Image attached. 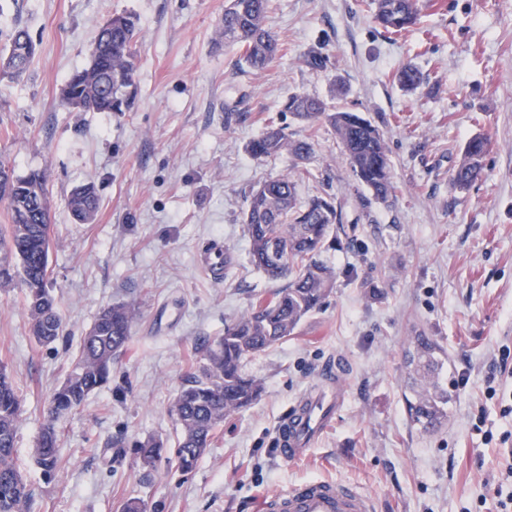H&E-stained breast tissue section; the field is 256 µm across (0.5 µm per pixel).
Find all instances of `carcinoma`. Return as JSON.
<instances>
[{
	"label": "carcinoma",
	"instance_id": "obj_1",
	"mask_svg": "<svg viewBox=\"0 0 512 512\" xmlns=\"http://www.w3.org/2000/svg\"><path fill=\"white\" fill-rule=\"evenodd\" d=\"M270 0H225L218 25L219 41L236 46L253 69L266 68L280 52L267 27ZM373 20L387 34L413 26L421 0H372ZM138 18L131 13L111 16L92 43L89 64L71 74L60 93L62 106L78 112H125L134 104ZM36 51L28 30L14 28L9 45L0 51V79L26 74ZM404 91L414 92L424 76L412 62L393 75ZM285 111L312 128L329 126L336 134L358 182L373 199L387 202L396 188L392 164L380 129L361 113L336 109L304 93L288 97ZM491 142L475 136L464 145L449 176L452 188L467 190L484 174ZM249 149L256 158L290 154L303 163L313 153L312 136L292 139L285 128L270 124ZM9 208L10 223L0 227V287L20 283L25 290L29 331L36 344L50 347L62 335L58 301L49 287L50 215L41 207L49 199L41 170L14 175L0 184V200ZM72 219H95L99 198L92 180L74 188L67 198ZM242 224L250 243L252 263L270 280L288 283L260 299L251 310L224 326V334L204 341L202 364L171 405L177 426L174 443L161 438L139 441L132 448L137 463L152 469L166 452L183 474L193 472L210 447L224 418L251 405L262 384L243 372L244 359L294 335L302 320L321 306L334 288L336 273L318 259L330 236L340 229L342 209L334 197L298 198L292 173L269 178L245 196ZM125 303L102 309L81 338L77 360L54 389L44 411L33 448V462L49 478L60 469L57 420L82 406L90 394L112 379V363L125 350L135 320ZM446 361L440 347L426 336L412 339L405 353V392L411 421L428 431L448 419L452 393L441 373ZM22 399L7 367L0 362V512H30L33 492L17 467L15 442Z\"/></svg>",
	"mask_w": 512,
	"mask_h": 512
}]
</instances>
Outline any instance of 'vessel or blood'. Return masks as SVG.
Masks as SVG:
<instances>
[{"instance_id":"b4317fda","label":"vessel or blood","mask_w":512,"mask_h":512,"mask_svg":"<svg viewBox=\"0 0 512 512\" xmlns=\"http://www.w3.org/2000/svg\"><path fill=\"white\" fill-rule=\"evenodd\" d=\"M345 400L342 386L306 390L276 429L278 451L285 461L303 456L328 427ZM261 512H377L374 498L356 487L312 479L265 497Z\"/></svg>"}]
</instances>
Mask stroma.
<instances>
[{"label": "stroma", "mask_w": 512, "mask_h": 512, "mask_svg": "<svg viewBox=\"0 0 512 512\" xmlns=\"http://www.w3.org/2000/svg\"><path fill=\"white\" fill-rule=\"evenodd\" d=\"M115 13L139 19L133 110L61 107L66 79ZM223 13L224 0H0V49L19 25L37 43L28 74L0 81V159L15 174L47 175L50 285L65 336L37 345L22 286L0 288V362L22 396L16 462L31 512H117L128 498L148 512H259L268 494L311 479L355 486L378 512H497L489 483L504 460L473 423L512 432V417L485 395L499 348L512 346V0H423L416 24L391 37L356 0H273L267 25L283 50L262 71L236 67L238 48H216ZM317 48L329 68L309 65ZM409 60L426 77L412 94L391 80ZM295 93L381 130L392 205L370 200L328 126L311 131L284 112ZM271 121L313 138L300 200L329 195L342 207L338 238L321 254L335 286L293 337L245 359L262 393L225 420L191 474L169 456L142 470L127 448L174 439L169 407L199 343L277 287L251 263L242 224L246 192L294 166L288 155H250ZM477 134L492 142L485 175L459 193L449 174ZM90 178L100 210L72 223L68 194ZM225 256L230 268L211 275ZM117 302L136 310L129 345L111 381L60 420L61 471L45 481L31 457L44 409L81 336ZM418 333L443 349L453 393L447 424L430 434L403 398V354ZM334 358L345 363L344 405L302 459L284 462L276 425Z\"/></svg>", "instance_id": "35a3bbf8"}]
</instances>
